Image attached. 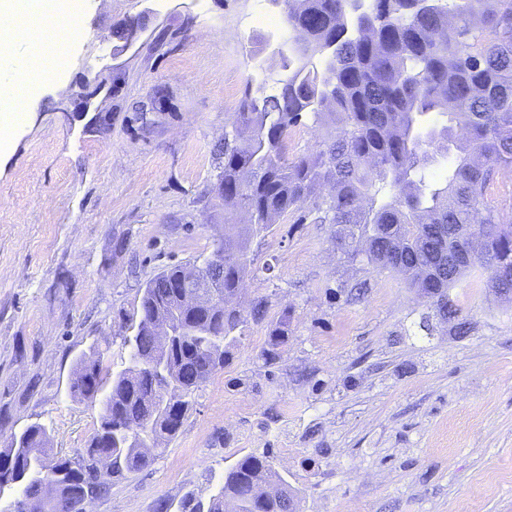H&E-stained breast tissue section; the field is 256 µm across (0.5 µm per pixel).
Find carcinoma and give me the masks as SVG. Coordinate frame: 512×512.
<instances>
[{
	"label": "carcinoma",
	"instance_id": "1",
	"mask_svg": "<svg viewBox=\"0 0 512 512\" xmlns=\"http://www.w3.org/2000/svg\"><path fill=\"white\" fill-rule=\"evenodd\" d=\"M285 5L288 54L284 77L247 83L224 164L214 186L224 203L221 303L200 308L181 294L188 265L169 266L146 282L132 334L122 337L121 369L92 349L76 361L71 396L99 404V424L83 455L50 448L40 424L12 435L0 450V499L23 498L31 512H77L74 505L92 463L112 481L150 466L153 451L172 439L191 398L224 367L236 332L266 313L263 300L237 306L251 272L247 243L288 212L315 211L333 224L336 248L349 260L405 276L434 299L436 314L457 315L448 290L479 267L490 287L512 292V225L500 227L491 189L512 168V0H270ZM113 37L131 45L133 20ZM446 118L428 122L429 114ZM336 127L314 150L286 157L288 135L303 118ZM450 157L440 184L429 180L437 156ZM247 211L251 222L230 223ZM482 244L477 260L463 250ZM180 331L159 342L157 323ZM290 312L268 334L263 364L271 367L288 343ZM49 469L55 494L47 496ZM294 495L270 456L246 454L224 469L208 498L187 492L178 505L154 512H294Z\"/></svg>",
	"mask_w": 512,
	"mask_h": 512
}]
</instances>
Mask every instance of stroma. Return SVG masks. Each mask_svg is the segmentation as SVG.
<instances>
[{"label": "stroma", "instance_id": "35a3bbf8", "mask_svg": "<svg viewBox=\"0 0 512 512\" xmlns=\"http://www.w3.org/2000/svg\"><path fill=\"white\" fill-rule=\"evenodd\" d=\"M84 3L81 33L23 45L65 62L29 90L0 158V447L37 423L70 457L98 425L70 394L77 358L99 346L120 367L146 282L223 239L218 147L247 81L279 70L266 36L286 33L271 0ZM135 16L145 26L122 47L112 30ZM86 81L107 87L87 110L74 99ZM333 232L286 214L250 239L242 301L264 300L265 319L153 463L90 512L209 496L249 453L274 457L296 512H512V298L473 270L448 291L457 319L441 321L400 274L348 261ZM286 309L288 344L264 367Z\"/></svg>", "mask_w": 512, "mask_h": 512}]
</instances>
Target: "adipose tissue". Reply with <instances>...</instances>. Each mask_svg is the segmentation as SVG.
<instances>
[{
  "label": "adipose tissue",
  "mask_w": 512,
  "mask_h": 512,
  "mask_svg": "<svg viewBox=\"0 0 512 512\" xmlns=\"http://www.w3.org/2000/svg\"><path fill=\"white\" fill-rule=\"evenodd\" d=\"M49 0H0V154L10 150L13 133L24 119V100L18 95L20 83L16 76L6 74L4 67L13 62L20 33L14 19L21 13H42Z\"/></svg>",
  "instance_id": "ef3b65f1"
}]
</instances>
